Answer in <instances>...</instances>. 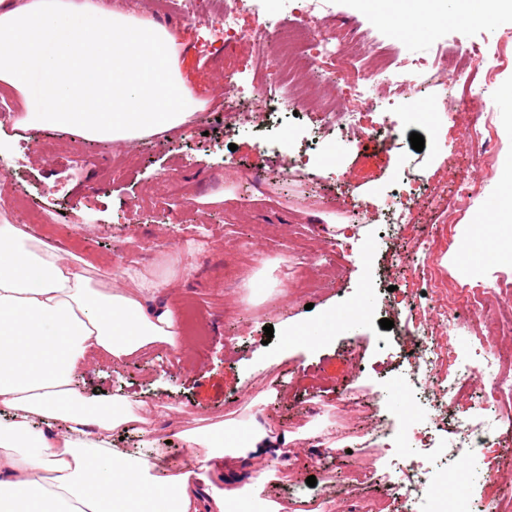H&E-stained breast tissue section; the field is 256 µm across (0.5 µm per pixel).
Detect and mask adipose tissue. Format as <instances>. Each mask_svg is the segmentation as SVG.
I'll use <instances>...</instances> for the list:
<instances>
[{
    "label": "adipose tissue",
    "instance_id": "ef3b65f1",
    "mask_svg": "<svg viewBox=\"0 0 512 512\" xmlns=\"http://www.w3.org/2000/svg\"><path fill=\"white\" fill-rule=\"evenodd\" d=\"M177 30L97 0H0V89L21 96L15 126L121 143L184 125L201 107L183 76ZM158 282L121 266L111 281L25 224H0V512H282L258 500L266 472L218 488L195 468L159 470L113 447L149 434L151 412L123 396L96 403L75 387L91 362L181 350ZM204 462L260 454L278 437L211 423L180 433Z\"/></svg>",
    "mask_w": 512,
    "mask_h": 512
}]
</instances>
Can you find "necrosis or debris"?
Listing matches in <instances>:
<instances>
[{
    "mask_svg": "<svg viewBox=\"0 0 512 512\" xmlns=\"http://www.w3.org/2000/svg\"><path fill=\"white\" fill-rule=\"evenodd\" d=\"M257 0H222L219 8L204 7L203 0H154L153 9L164 16H179L196 23L209 21L222 27L224 46L240 41L251 42L256 54L249 65L252 91L245 94L225 90L220 107L224 121L231 129L249 124L264 129L275 128L277 120L286 118L294 102L302 95L296 81L294 61L296 51L302 50L315 61L335 58L341 51H350L357 62V75L349 88L350 96L361 102L360 111L347 110L341 102H331L323 109L325 123L336 126L342 134H354L394 146V126L389 120L376 121L372 115L378 102L392 101L407 89L418 86L429 72L452 78L460 86L461 95L454 101L456 110H464L476 76L487 61L488 52L480 44L448 48L438 47L432 56L401 61L390 55L380 41L353 36L351 45L327 30L311 31L303 26L287 27L280 19L269 18L264 25L249 28L240 25L243 11L258 10ZM495 296L497 309L504 322L512 321V284L503 280L479 284L466 290L465 304L449 301L442 314L449 330H457L465 318L483 310V301ZM415 341L418 348L408 360L409 384L421 389L435 420L446 418L455 408L464 386L484 377L488 389L481 402L471 412L457 416L454 447L444 449L443 466L430 467L417 457L435 445L431 427L412 428L403 442L415 450L417 457L404 469V480L397 493L387 497L388 512H413L415 501L426 496L429 489L447 482V465L463 450L480 449L485 461L483 480L493 484L499 469L495 454L502 438L501 428L512 424V372L501 366L494 345L480 341L471 358H461L455 349L444 350L433 345L426 321H419ZM447 369V384L427 386L423 377Z\"/></svg>",
    "mask_w": 512,
    "mask_h": 512,
    "instance_id": "necrosis-or-debris-1",
    "label": "necrosis or debris"
}]
</instances>
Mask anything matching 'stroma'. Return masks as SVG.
Returning a JSON list of instances; mask_svg holds the SVG:
<instances>
[{"instance_id": "35a3bbf8", "label": "stroma", "mask_w": 512, "mask_h": 512, "mask_svg": "<svg viewBox=\"0 0 512 512\" xmlns=\"http://www.w3.org/2000/svg\"><path fill=\"white\" fill-rule=\"evenodd\" d=\"M334 19L358 34H370L395 46L401 58L432 54L438 46L476 42L489 52L512 55V0L488 14L471 0H335ZM439 15L436 25L426 16ZM165 25L180 29L186 50L181 57L195 96L212 102L227 85L247 86L244 68L254 49L239 42L221 49L217 28L168 17ZM334 87L312 83L306 105L289 116L276 133L248 126L229 134L209 113L198 115L191 130L144 137L124 144L75 139L53 130H20L14 126L21 103L0 90V157L11 168L0 197L26 194L46 209L61 208L66 222L46 224L39 233L52 244L77 241V256L104 276L103 259L128 246L140 251L138 266L167 281L160 300L175 305L180 320L196 316L201 331L183 328L181 358L157 348L122 364L102 363L77 377L85 397L108 401L120 392L154 407L152 438L165 451L167 470L192 465L180 431L224 421L258 420L273 434L291 435V461L280 455L256 460L237 458L214 467L212 481L224 485L249 482L255 472L273 467L291 470L292 483L275 479L263 484V499L286 502L290 485L319 500V512H344L339 497L346 474L365 469L370 481L353 498H386L399 482L401 457L383 441L363 444L350 455L342 449L351 432L367 422L351 412L347 398L368 403L385 390L393 398L379 428L399 436L411 424L427 423L429 411L409 401L400 382L399 365L411 350L415 308L405 295L421 260L414 242L442 223L455 202L460 175L478 185L469 208L453 226V242L435 246L430 265L445 286L496 281L512 274V211L499 212L494 224L478 218L512 182V67L497 69L476 95L469 111L448 119L430 109L416 115L418 96L396 98L388 111L395 125L396 147L350 140L322 125V103L344 91L352 69L346 59L329 60ZM495 108L498 133L495 156L480 166V151L468 129L484 102ZM425 140L415 151L411 133ZM310 154L309 163L282 176L286 156ZM264 175L266 192L253 190L244 173ZM420 180V191L441 190L433 210L414 206L406 229L386 223L381 213L388 192L403 189L408 174ZM225 192L221 203L212 194ZM180 251L183 264L165 261ZM306 264L315 286L298 294L282 284L285 268ZM353 317L346 329L332 318ZM439 342L467 351L478 336L496 337L503 360L512 361V337L497 336L494 323H474L448 335L437 310L427 313ZM393 320L391 329L379 321ZM322 325L324 342L311 345L294 331ZM273 335H265L264 326ZM327 431L334 453L318 456L305 445L311 433ZM480 452L453 463L452 494L458 512H472L486 492L477 468ZM316 486H308L307 477Z\"/></svg>"}]
</instances>
